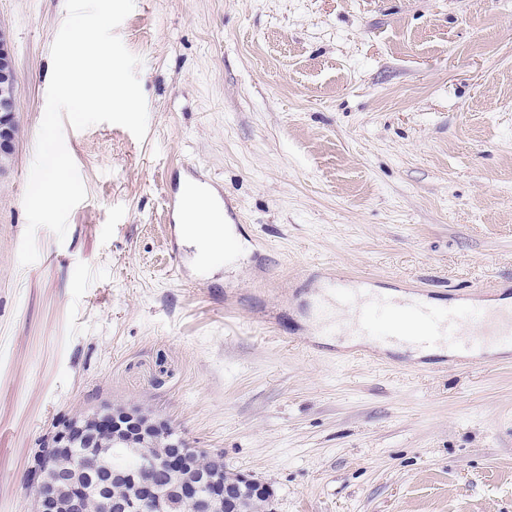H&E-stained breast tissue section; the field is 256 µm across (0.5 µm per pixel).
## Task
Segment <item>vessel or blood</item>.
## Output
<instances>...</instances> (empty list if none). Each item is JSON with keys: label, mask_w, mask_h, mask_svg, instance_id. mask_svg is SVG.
<instances>
[{"label": "vessel or blood", "mask_w": 512, "mask_h": 512, "mask_svg": "<svg viewBox=\"0 0 512 512\" xmlns=\"http://www.w3.org/2000/svg\"><path fill=\"white\" fill-rule=\"evenodd\" d=\"M189 187L198 206L223 207L224 197L216 193L214 183L193 181ZM329 295L336 307L355 317L351 336L356 341L373 335V319L378 316L383 320L385 335L420 349L448 346L470 352L491 345H512V306L490 302L443 308L419 295L405 302L387 295L371 297L364 285L348 278L337 279Z\"/></svg>", "instance_id": "vessel-or-blood-1"}]
</instances>
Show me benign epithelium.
Returning a JSON list of instances; mask_svg holds the SVG:
<instances>
[{
  "label": "benign epithelium",
  "instance_id": "benign-epithelium-1",
  "mask_svg": "<svg viewBox=\"0 0 512 512\" xmlns=\"http://www.w3.org/2000/svg\"><path fill=\"white\" fill-rule=\"evenodd\" d=\"M16 112V72L11 41L0 27V155L10 156L15 150L16 134L13 124ZM169 426L165 420L140 406H107L83 416L70 427L59 430L43 448L40 459L49 476L32 483L35 512H85L84 488L77 478L89 474L87 458L76 451L74 442L81 439L96 445L99 434L105 431L111 443H122L127 448H147L166 435ZM192 448H177L162 458L145 457L134 469L113 471L140 490L138 496L115 499L110 496L106 482H95L107 512H176L188 491L202 493L200 512H236L238 497L249 496L254 512H265L272 499L271 487L251 473L239 472L232 482L222 478L224 457L211 453L213 465L207 471L196 469ZM168 471L171 480L165 487L158 486L153 475Z\"/></svg>",
  "mask_w": 512,
  "mask_h": 512
}]
</instances>
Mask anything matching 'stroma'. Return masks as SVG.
<instances>
[{
    "mask_svg": "<svg viewBox=\"0 0 512 512\" xmlns=\"http://www.w3.org/2000/svg\"><path fill=\"white\" fill-rule=\"evenodd\" d=\"M65 0H0L17 75L0 172V512L59 422L142 405L268 482L275 512H512V351L325 336L339 270L431 304L512 298V0H135L148 129L65 126L64 240L24 195ZM217 179L243 258L169 260L171 175Z\"/></svg>",
    "mask_w": 512,
    "mask_h": 512,
    "instance_id": "1",
    "label": "stroma"
}]
</instances>
